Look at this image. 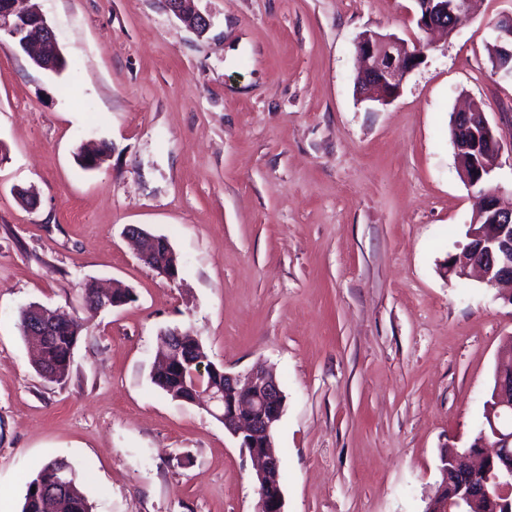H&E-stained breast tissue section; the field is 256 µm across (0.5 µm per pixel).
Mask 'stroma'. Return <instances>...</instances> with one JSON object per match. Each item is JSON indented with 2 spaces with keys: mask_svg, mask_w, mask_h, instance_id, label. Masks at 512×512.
Instances as JSON below:
<instances>
[{
  "mask_svg": "<svg viewBox=\"0 0 512 512\" xmlns=\"http://www.w3.org/2000/svg\"><path fill=\"white\" fill-rule=\"evenodd\" d=\"M35 2L66 67L0 39V498L21 506L63 459L92 512H256L248 453L151 381L177 328L227 372L274 369L284 512H425L512 349V305L445 272L474 208L450 134L465 102L502 135L491 186L512 188V80L490 59L512 0H477L449 37L414 0H195L202 35L166 0ZM366 31L424 49L386 105L356 93ZM132 225L168 239L177 282ZM109 281L133 301L87 313ZM34 303L84 322L63 382L18 328Z\"/></svg>",
  "mask_w": 512,
  "mask_h": 512,
  "instance_id": "obj_1",
  "label": "stroma"
}]
</instances>
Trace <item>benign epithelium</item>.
I'll list each match as a JSON object with an SVG mask.
<instances>
[{
	"label": "benign epithelium",
	"mask_w": 512,
	"mask_h": 512,
	"mask_svg": "<svg viewBox=\"0 0 512 512\" xmlns=\"http://www.w3.org/2000/svg\"><path fill=\"white\" fill-rule=\"evenodd\" d=\"M18 0H0V35L13 47L32 56L40 68L56 72L62 52L53 27L37 7L19 10ZM189 0H167L169 10L193 31L204 34L210 20L201 13L186 10ZM418 26L425 31H442L453 35L472 0H414ZM497 48L503 57L512 58V14L495 26ZM356 52L362 62L358 77L361 94L385 104L399 93L401 86L416 67L423 53L409 50L394 35L377 32L361 34ZM454 147L465 184L479 189L480 201L468 226L469 243L453 255L446 272L463 277L478 270L485 284L496 287L512 284V207H503L498 190L486 188L493 171V160L502 149L498 133L482 112L474 110L453 114ZM39 323L33 336L49 335L59 317L39 309ZM165 349L172 359L158 365L181 372L197 391L195 398H207L206 411L224 424V430L240 439L257 462L259 485L257 512H284V497L279 482L280 459L273 448V432L281 419L285 396L272 371L257 365L245 375L225 371L224 367L203 356L181 363L177 339L184 333L170 329ZM211 369L224 382L202 387L205 369ZM460 470L466 474L448 498L438 491L428 505V512H512V372L496 366L494 386L486 404L485 420L478 431L476 447L456 451L451 465L441 468L443 477Z\"/></svg>",
	"instance_id": "1"
}]
</instances>
